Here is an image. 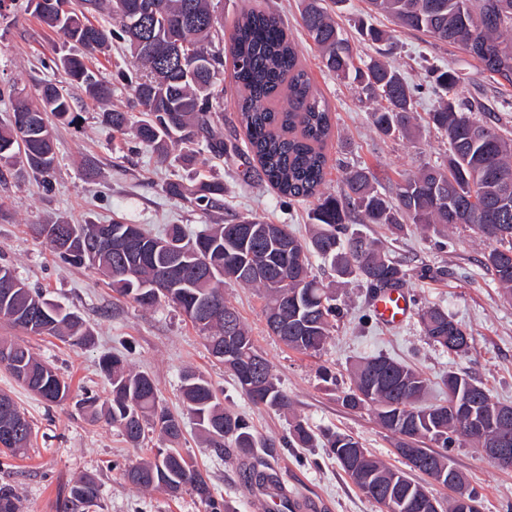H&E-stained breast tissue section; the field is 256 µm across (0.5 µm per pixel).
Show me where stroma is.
Wrapping results in <instances>:
<instances>
[{
  "label": "stroma",
  "mask_w": 512,
  "mask_h": 512,
  "mask_svg": "<svg viewBox=\"0 0 512 512\" xmlns=\"http://www.w3.org/2000/svg\"><path fill=\"white\" fill-rule=\"evenodd\" d=\"M256 7L279 15L288 35L299 45L300 58L314 87L332 113L334 134L325 152L328 173L324 193L342 195L347 168L366 166L376 177V189L394 197L403 176L424 165L441 162L448 143L425 118L439 101L426 84L430 68L456 70L460 101L468 103L475 120L496 127L512 139V86L499 84L483 72L461 47L431 45L421 35L406 33L385 17L370 13L366 0H346L337 12L352 45L365 57L377 48L364 39L361 28L374 25L388 31L391 52L387 62L409 86L420 87L415 114L420 122L409 138L380 135L368 118L375 102L362 99L356 87L336 80L324 68L318 49L301 22V0H218L217 23L231 33L235 19ZM62 35L38 22L27 0H11L0 12V123L12 113L15 96L39 104L41 89L52 82L65 84L57 58L73 53ZM233 63L225 61L218 82L224 88L212 110L224 137L223 154L206 145L195 150L176 149L167 162H158L150 147L131 134L113 132L101 123V105L73 89L77 124L49 118L57 151V166L49 182L26 171L22 159L0 163V263L10 264L19 279L39 289L45 298L79 313L94 332L87 346H73L51 336L23 337L20 330L0 321V339H25L34 354L56 367L70 382L72 402L51 405L26 390L0 365V392L8 393L33 425V445L24 458L0 452V485L12 486L20 512H59L69 484L79 475H95L100 484L96 512H205L193 494L170 496L162 491H142L121 477L125 465L160 447L158 433L148 432L141 448L130 447L118 431L76 409L84 393L106 398L110 388L99 368L103 355L123 353L137 371L151 375L160 402L172 413L183 414L179 393L184 370L203 373L216 387L226 409L246 416L258 439L269 445L267 459L282 475L295 497L320 502L321 512H380L323 448H290L283 438L290 417L307 422L314 431L332 429L355 437L370 453L392 467L407 470L411 480L427 483V476L408 470L396 452L397 436L379 423L373 408L350 409L341 395L351 384L355 361L383 355L422 372L429 380L427 402L448 396L443 384L448 372L481 381L493 398L512 405V301L506 300L484 256L490 245L456 229L435 236L405 224L391 233L375 224L360 225L362 235L380 239L388 255L409 271L407 289L413 313L401 327L380 324L365 288L356 282L339 285L337 304L343 316L323 350L315 355L287 349L273 336L265 320V301L259 290L234 282L224 284V298L251 330L257 348L270 361L290 408L278 411L257 406L237 385L232 373L209 355L198 331L182 313L168 304L143 309L112 292L95 268L62 263L37 233L40 225L64 220L73 224L92 221L107 224L121 220L161 234L170 224L183 225L195 234L209 224H227L257 216L287 225L296 236L308 235V214L314 200L292 201L278 194L258 175V165L243 153L245 139L239 122ZM95 159L98 175L85 180L83 163ZM177 180L187 185L201 181L223 183L224 193L213 207L201 210L168 194L164 185ZM429 307L448 311L471 335L468 354L456 356L433 345L424 335L419 315ZM331 382H324V373ZM181 448L207 471L215 490L235 512H258L256 492L244 481L248 461L218 459L201 444L193 424H186ZM454 467L481 495L482 512H512V469L492 464L482 449L463 443L449 449Z\"/></svg>",
  "instance_id": "1"
}]
</instances>
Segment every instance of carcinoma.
<instances>
[{"label": "carcinoma", "instance_id": "cac0c4a2", "mask_svg": "<svg viewBox=\"0 0 512 512\" xmlns=\"http://www.w3.org/2000/svg\"><path fill=\"white\" fill-rule=\"evenodd\" d=\"M144 0H53L33 15L47 28L62 34L67 42L82 46L86 53H103L112 39L122 40L131 55L145 65L143 74L121 75L130 84L141 107L142 118L133 127L137 139L153 147L158 158L168 159L171 150L189 147L203 138L211 151H224V140L215 126L210 101L219 96L218 75L223 60L212 49L219 36L208 23L212 0H159L161 11L142 18ZM302 22L322 54L328 72L340 81L351 80L360 92L379 102L370 113L371 123L383 136H407L414 121L412 94L401 75L379 61L359 58L342 31L323 6L325 0H303ZM372 10L391 17L408 32H418L436 41L461 46L482 70L498 82L512 85V0H369ZM108 10L110 27L94 24L89 15ZM234 80L241 92L238 111L245 130L246 153L259 164V175L278 193L291 200L317 197L310 215L309 238L302 241L283 225L277 227L258 218H242L233 224H210L192 241L185 240L178 224L168 226L161 236L145 232L137 224L112 223L110 233L130 237L136 243L133 256L101 246L93 267L109 280L113 291L141 307L151 308L165 301L178 308L197 329L209 353L227 344L237 352L227 365L241 388L254 403L286 409L288 395L280 387L270 362L260 355L248 329L236 310L224 300V280L263 290L267 299L266 318L279 319L278 338L292 350L312 354L321 350L338 314L336 289L311 273L309 256L330 263L340 279L360 280L371 293L402 287L407 281L403 266L389 259L376 240L349 233L350 211L362 224H383L392 231L403 228L408 218L426 233L442 235L458 228L453 210L463 208L479 214L478 221L464 228L495 244L484 265L494 276L503 295L512 299V270L499 262L503 252L512 253V140L491 127L473 121L456 97L460 81L452 69L438 70L434 81L444 93L432 123L448 139V159L441 166L425 167L406 176L397 185L396 202L375 192L373 175L366 169L346 174L343 196H324L327 156L325 145L331 134L328 104L314 89L296 46L280 17L261 10L242 13L231 37ZM60 64L70 84L85 90L89 98L104 106L101 122L116 132L129 126L128 113L108 107L112 83L99 79L84 58L64 55ZM41 107L19 100L13 111L32 114L27 129L14 121L0 124V161L22 157L28 169L42 177L55 168L56 152L45 113L51 112L71 124L75 121L68 91L47 84L41 92ZM165 191L189 203H209L224 193L219 182L186 186L169 182ZM497 224L505 235H492L487 225ZM271 228L288 237L283 249ZM70 232L93 247L98 224H45L39 230L58 257L76 266L84 265L79 253L65 247L62 235ZM177 260L182 265L180 286L155 293L144 284L153 282L162 267ZM262 262L263 274L252 273L251 264ZM15 278L14 269L0 264V319L22 331L87 345L93 333L78 314L58 312L49 300L28 286L6 294L5 283ZM423 331L442 349L462 355L469 345L448 343L450 336L466 331L441 308L421 314ZM260 358L263 393L255 397L249 388L250 361ZM0 364L22 386L52 404L71 396L70 384L54 367L37 360L27 345L0 340ZM101 369L110 381L111 398L102 409L96 399L83 397L76 405L93 420L118 427L134 447L145 437V427L159 431L166 448L124 469L125 481L143 490L161 489L171 495L184 490L194 493L207 512H231L224 496L215 491L210 477L192 459L173 446L183 435L184 421L161 406L157 387L145 372H135L118 355H106ZM353 387L342 397L343 405L358 409L372 406L382 426L399 437L427 440L449 448L465 440L477 448L497 431L512 435V420H498L488 390L476 380L448 373V399L440 404H422L426 379L415 369L386 357L368 358L353 366ZM181 391L187 414L215 456L255 458L246 474L258 488L281 486L278 473L257 457L263 447L248 421L224 410L216 390L201 373L187 370L181 377ZM467 400L468 411L494 425L475 435L453 411L455 397ZM13 412L21 418L14 445L4 450L12 457L27 455L33 428L13 399ZM288 445L297 448L322 446L348 471L347 459L361 450L362 463L374 481L369 498L387 508L397 498H423L429 490L406 478L402 471L387 466L361 449L352 436L338 432L317 435L303 421L291 424ZM100 486L95 477L74 479L64 499V512H87L98 506ZM0 512H19L18 498L7 485L0 486Z\"/></svg>", "mask_w": 512, "mask_h": 512}]
</instances>
